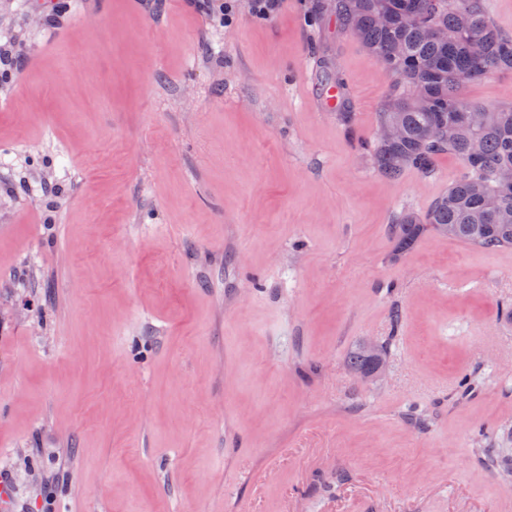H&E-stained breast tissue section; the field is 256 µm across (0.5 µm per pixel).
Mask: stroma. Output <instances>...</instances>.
<instances>
[{
  "instance_id": "stroma-1",
  "label": "stroma",
  "mask_w": 512,
  "mask_h": 512,
  "mask_svg": "<svg viewBox=\"0 0 512 512\" xmlns=\"http://www.w3.org/2000/svg\"><path fill=\"white\" fill-rule=\"evenodd\" d=\"M66 2L54 28L0 0L14 512H512V250L427 230L396 253L462 165L373 169L392 77L314 0H236L220 30L194 0ZM381 360L382 353L380 350L377 354H371L365 347H362L349 356L348 364L353 373H360L372 377L377 373Z\"/></svg>"
}]
</instances>
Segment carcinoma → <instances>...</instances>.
<instances>
[{
    "label": "carcinoma",
    "instance_id": "1",
    "mask_svg": "<svg viewBox=\"0 0 512 512\" xmlns=\"http://www.w3.org/2000/svg\"><path fill=\"white\" fill-rule=\"evenodd\" d=\"M333 9L339 26L354 27L367 55L395 77L378 124L397 123L403 135L362 146L373 168L396 179L408 169L429 176L440 154L462 164L425 214L405 212L392 225L398 250L427 229L487 250L511 248L512 184L499 175L512 170V105L489 106L463 93L512 71V35L489 20L486 0H334ZM429 129L436 140L426 138ZM381 360L362 347L348 364L372 377Z\"/></svg>",
    "mask_w": 512,
    "mask_h": 512
}]
</instances>
